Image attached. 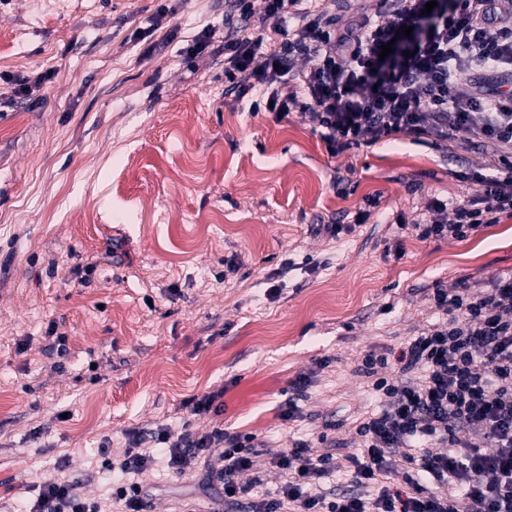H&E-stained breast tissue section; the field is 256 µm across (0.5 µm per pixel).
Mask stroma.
<instances>
[{"label": "stroma", "instance_id": "1", "mask_svg": "<svg viewBox=\"0 0 512 512\" xmlns=\"http://www.w3.org/2000/svg\"><path fill=\"white\" fill-rule=\"evenodd\" d=\"M207 26L215 48L186 60ZM223 43L224 0H0V512L57 463L109 502L99 446L116 457L128 431L162 425L257 435L269 488L291 441L324 453L328 420L345 463L378 407L365 353L436 324L437 285L512 270L510 216L463 239L403 227L474 192L491 160L475 137L330 155L298 110L256 112L229 89ZM39 73L35 109L18 106L15 77ZM302 376V416L284 422ZM210 393L220 412L191 414ZM200 472L191 458L180 477L160 460L137 474L147 512L213 506Z\"/></svg>", "mask_w": 512, "mask_h": 512}]
</instances>
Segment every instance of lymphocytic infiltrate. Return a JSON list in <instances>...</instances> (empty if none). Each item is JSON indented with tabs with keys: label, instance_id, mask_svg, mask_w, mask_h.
<instances>
[{
	"label": "lymphocytic infiltrate",
	"instance_id": "lymphocytic-infiltrate-1",
	"mask_svg": "<svg viewBox=\"0 0 512 512\" xmlns=\"http://www.w3.org/2000/svg\"><path fill=\"white\" fill-rule=\"evenodd\" d=\"M426 2L371 0L341 28L336 0H228L241 24L224 36V77L239 96L259 92L278 117L300 110L333 156L395 136L449 145L463 132L505 159L512 94L497 83L512 78V8L452 0L429 11ZM254 19L261 29L251 27ZM406 27L415 35L409 54ZM386 44L393 51L385 56ZM286 80L294 90L283 97L274 86ZM473 181L477 190L455 204L453 221L413 220L419 240L463 238L512 216V167ZM431 301L441 322L393 353L363 357L359 371L381 408L357 420L360 452L347 468L298 439L272 459L284 481L266 490L254 434L163 427L153 438L168 469L182 474L187 458L219 449L208 480L220 484L225 503L247 501L248 512H512V272L478 292L462 280L437 286ZM99 453L104 469L119 475L112 501L122 512H146L147 495L131 477L154 463V452L133 445L116 461L107 448ZM399 465L404 482L396 485ZM342 469L351 490L327 491L325 479ZM21 512L105 510L77 482L55 476Z\"/></svg>",
	"mask_w": 512,
	"mask_h": 512
}]
</instances>
